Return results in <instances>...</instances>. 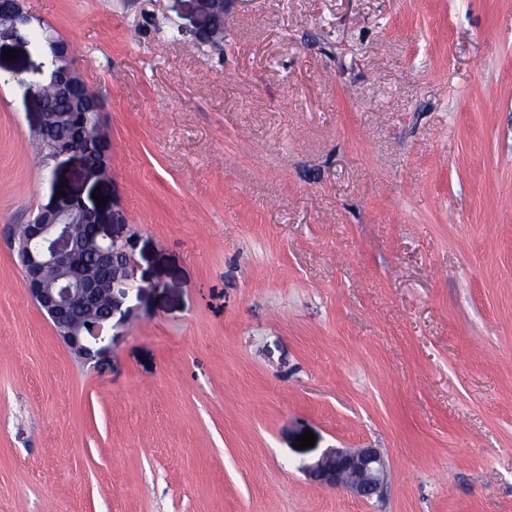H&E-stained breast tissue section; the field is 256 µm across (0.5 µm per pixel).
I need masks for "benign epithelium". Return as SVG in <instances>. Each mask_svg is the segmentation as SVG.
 Segmentation results:
<instances>
[{
	"label": "benign epithelium",
	"instance_id": "obj_1",
	"mask_svg": "<svg viewBox=\"0 0 512 512\" xmlns=\"http://www.w3.org/2000/svg\"><path fill=\"white\" fill-rule=\"evenodd\" d=\"M196 13L202 19L200 40L213 38L212 17L224 14L229 0H193ZM34 33L31 20L24 13L20 0H10L5 11H0V44L26 42ZM51 66L46 89L56 98L72 105L74 112H103L100 98L84 93L77 97L74 91L84 87L76 72L66 42L51 44ZM35 129L49 130V113L44 94L36 99ZM98 153L103 164L93 166L88 155ZM72 155L81 160L83 170L98 178L109 174L110 140L98 128L93 136H64L50 142V156L58 158ZM112 210L89 206L82 197L51 194L28 224L24 225L20 240V260L25 288L37 307L48 317L59 339L79 359L89 362L112 350V318L127 315L131 302L138 298L144 287L137 279V265L132 255L115 239L108 238L102 225L114 222ZM75 224H92L93 240L84 242L73 231ZM110 267L112 288L101 283L97 270L86 261L87 255ZM107 301L108 314L99 323L88 327L85 316L75 317L73 312L93 310ZM314 482L369 500L381 495L387 480V464L376 448H336L325 453L309 469Z\"/></svg>",
	"mask_w": 512,
	"mask_h": 512
}]
</instances>
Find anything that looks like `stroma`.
Here are the masks:
<instances>
[{"instance_id":"35a3bbf8","label":"stroma","mask_w":512,"mask_h":512,"mask_svg":"<svg viewBox=\"0 0 512 512\" xmlns=\"http://www.w3.org/2000/svg\"><path fill=\"white\" fill-rule=\"evenodd\" d=\"M21 5L112 158H46L51 57L0 59V512H512V0H233L218 50L192 0ZM58 185L145 287L87 363L13 239ZM50 55L53 69L50 73L49 82L44 88L56 98L71 103L72 112L77 113L65 120V122L70 123L68 127L57 128L73 130L75 127H80L87 135H93L82 137L78 135L64 136L54 141L48 140L50 143V157L75 156L81 160L83 170L86 173L98 178H105L109 174L107 166L110 165V140L100 123L101 112L104 109L103 102L100 98L88 92H85L84 96L81 97L74 95V91L77 88H84L85 85L73 66L66 42L63 40L52 42ZM48 91L47 103L44 99L43 91L38 94L36 99L38 112L36 114L35 129L42 131L44 135L47 130L52 128L47 126L50 119L48 112H69V109L63 104L52 101ZM83 112H95L97 114L98 130L96 134L97 117L92 113L85 114ZM72 117L74 119H71ZM91 153L100 154L104 163L92 166L89 162L96 163L98 156ZM314 482L345 490L363 500L380 496L387 480V464L376 448H336L309 469Z\"/></svg>"}]
</instances>
